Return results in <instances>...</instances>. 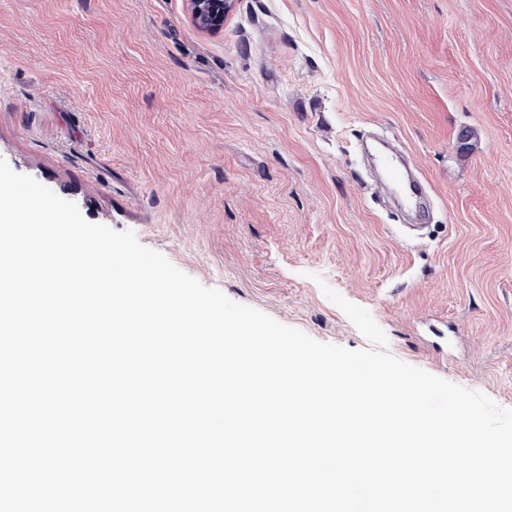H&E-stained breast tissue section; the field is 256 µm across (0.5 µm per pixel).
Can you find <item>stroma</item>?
Here are the masks:
<instances>
[{"mask_svg":"<svg viewBox=\"0 0 512 512\" xmlns=\"http://www.w3.org/2000/svg\"><path fill=\"white\" fill-rule=\"evenodd\" d=\"M433 194L410 234L357 143ZM0 158L312 338L512 408V0H0ZM192 23L201 31L217 32L224 28V17L231 0H187Z\"/></svg>","mask_w":512,"mask_h":512,"instance_id":"1","label":"stroma"}]
</instances>
